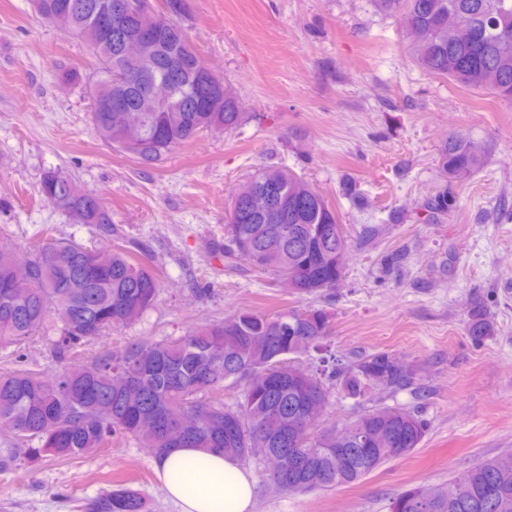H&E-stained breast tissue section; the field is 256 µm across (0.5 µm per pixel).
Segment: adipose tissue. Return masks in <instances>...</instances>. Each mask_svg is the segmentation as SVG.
Masks as SVG:
<instances>
[{
  "label": "adipose tissue",
  "instance_id": "obj_1",
  "mask_svg": "<svg viewBox=\"0 0 512 512\" xmlns=\"http://www.w3.org/2000/svg\"><path fill=\"white\" fill-rule=\"evenodd\" d=\"M156 473L180 512H251L254 481L238 460L198 448H174Z\"/></svg>",
  "mask_w": 512,
  "mask_h": 512
}]
</instances>
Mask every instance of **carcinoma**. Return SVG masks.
Returning a JSON list of instances; mask_svg holds the SVG:
<instances>
[{
    "label": "carcinoma",
    "mask_w": 512,
    "mask_h": 512,
    "mask_svg": "<svg viewBox=\"0 0 512 512\" xmlns=\"http://www.w3.org/2000/svg\"><path fill=\"white\" fill-rule=\"evenodd\" d=\"M47 14L67 13L73 35L92 26L98 0H40ZM168 25L141 67L159 76L171 73L190 90L176 94L175 111L159 112L150 99L134 106L140 123L132 136L116 114L92 108L91 122L103 142L155 165L166 153L212 126L236 127V96L198 79L200 58L183 51L188 39L177 21L184 0H166ZM382 14L400 18L412 32V53L427 73L472 90L512 100V0H373ZM470 27L464 40L448 30V11ZM94 86L113 94L117 61L114 43L97 52ZM442 169L450 179H465L483 163L479 146L451 137L440 149ZM280 185L277 206L266 212L252 208L246 196L233 194L224 224V264L244 260L261 273L291 276L295 293L315 294L342 278L336 266L339 250L348 247L336 212L301 177L285 168L260 166L243 183L246 188ZM45 201L66 212L77 224H91L98 236L112 237V217L96 194L81 190L73 179L48 171L40 184ZM455 200L444 191L430 198L425 210L440 221ZM27 263L32 278H18ZM159 293L153 269L129 250H110L101 262L97 252L75 239H51L22 252L0 249V347L19 346L52 320L54 354L59 368L47 379L33 369L0 372V427L10 429L17 454L35 463L47 456L88 458L114 437L134 438L156 458L177 446L218 451L239 461L261 462V455L279 447L283 434L294 438L288 453L301 463L295 480L288 471L270 480L284 492L328 490L354 484L388 460L408 455L421 443L422 418L397 408L371 410L340 428L305 432L296 421L300 401L328 403L330 391L341 388L350 397L368 389L392 390L413 385L414 376L397 370L386 352L363 356L350 370L325 360L319 373H297L296 360L323 348L331 329L324 309L286 310L275 314L242 311L220 322L205 323L175 340L142 339L92 362L72 359L78 346L106 331L137 321ZM468 334L482 340L494 332L489 314H468ZM281 370L286 384L277 391L255 381L250 373ZM248 379L239 398L228 404L218 398L224 384ZM235 414L243 427L224 436V416ZM376 434L375 453L364 455L351 438L361 431ZM84 512H148L143 493L119 487L87 500ZM391 512H512V463L492 458L453 477L448 484L407 490L391 503Z\"/></svg>",
    "instance_id": "1"
}]
</instances>
